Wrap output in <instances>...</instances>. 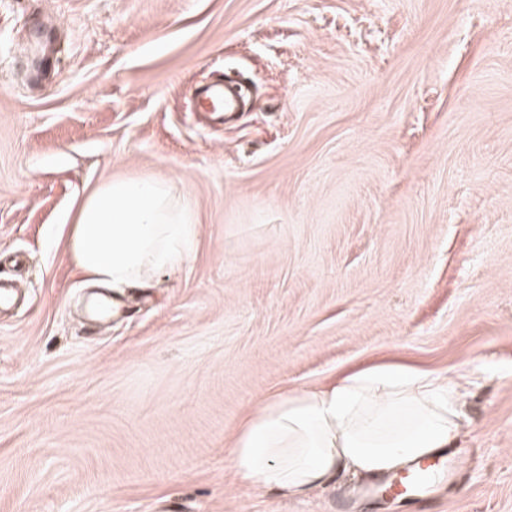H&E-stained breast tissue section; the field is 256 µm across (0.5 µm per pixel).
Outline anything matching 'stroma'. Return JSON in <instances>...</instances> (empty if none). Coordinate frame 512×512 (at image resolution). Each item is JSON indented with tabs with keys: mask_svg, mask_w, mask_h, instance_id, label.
Masks as SVG:
<instances>
[{
	"mask_svg": "<svg viewBox=\"0 0 512 512\" xmlns=\"http://www.w3.org/2000/svg\"><path fill=\"white\" fill-rule=\"evenodd\" d=\"M222 77L232 122L193 112ZM167 180L193 261L97 290L85 193ZM0 512H418L286 500L227 452L357 367L469 374L433 512H512V0H0Z\"/></svg>",
	"mask_w": 512,
	"mask_h": 512,
	"instance_id": "35a3bbf8",
	"label": "stroma"
}]
</instances>
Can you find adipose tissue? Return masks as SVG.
Wrapping results in <instances>:
<instances>
[{"label": "adipose tissue", "instance_id": "adipose-tissue-1", "mask_svg": "<svg viewBox=\"0 0 512 512\" xmlns=\"http://www.w3.org/2000/svg\"><path fill=\"white\" fill-rule=\"evenodd\" d=\"M199 226L170 184L111 179L87 193L69 246L92 282L121 292L147 286L194 258ZM461 382L393 365L272 397L238 432L230 461L243 479L304 497L352 473L376 478L433 457L459 439Z\"/></svg>", "mask_w": 512, "mask_h": 512}]
</instances>
